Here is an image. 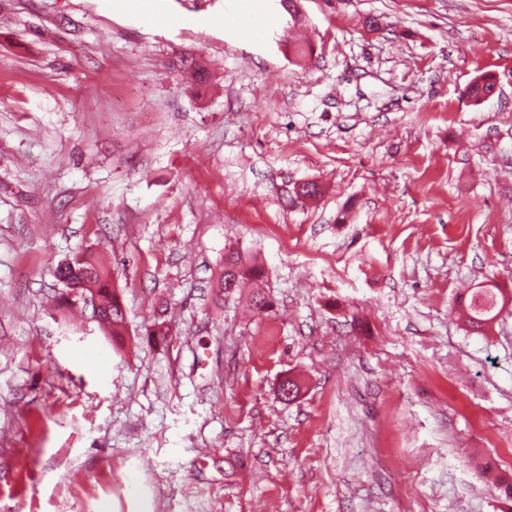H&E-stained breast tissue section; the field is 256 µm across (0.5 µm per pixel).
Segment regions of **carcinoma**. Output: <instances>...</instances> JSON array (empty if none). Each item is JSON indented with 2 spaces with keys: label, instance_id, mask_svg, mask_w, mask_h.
<instances>
[{
  "label": "carcinoma",
  "instance_id": "1",
  "mask_svg": "<svg viewBox=\"0 0 512 512\" xmlns=\"http://www.w3.org/2000/svg\"><path fill=\"white\" fill-rule=\"evenodd\" d=\"M496 83L489 77L472 82L467 95L478 104L493 94ZM241 258L235 253L224 257L223 272L213 286L216 298L224 299V294L237 288L243 277ZM56 276L65 283L67 291L77 290L96 298L100 311L99 325L105 334L114 338L122 336L126 330V309L112 287L108 268L91 250H85L69 261L61 264ZM499 295L495 287L478 288L471 292L470 299L460 310L459 319L464 326L475 333L485 334L490 331L501 310Z\"/></svg>",
  "mask_w": 512,
  "mask_h": 512
}]
</instances>
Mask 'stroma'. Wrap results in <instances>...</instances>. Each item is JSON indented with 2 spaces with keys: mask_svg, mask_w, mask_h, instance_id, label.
<instances>
[{
  "mask_svg": "<svg viewBox=\"0 0 512 512\" xmlns=\"http://www.w3.org/2000/svg\"><path fill=\"white\" fill-rule=\"evenodd\" d=\"M254 2L0 0V512H512V0ZM237 1L238 8L236 12L231 15V21L234 24L246 23L249 27V29L246 30V34L249 35V37L254 39L262 38L267 31L265 23L259 19L254 18L249 14L247 0ZM56 276L65 284L67 294L76 288L80 295H89L84 294L82 300L86 305L92 306L93 317L98 320L96 302L91 297L96 298L100 311L98 323L107 336H112V339L124 336L125 306L112 287L108 268L92 250H85L61 264ZM243 265L238 254L230 253L224 257L223 272L213 286L216 298L223 300L224 293H229L235 288H239L240 281L243 277ZM233 288H229V286ZM494 286L477 288L471 292L470 299L460 310L459 319L464 326L472 329L473 333L486 334L494 325L500 310L504 305V297L500 295L501 307H499V295Z\"/></svg>",
  "mask_w": 512,
  "mask_h": 512,
  "instance_id": "35a3bbf8",
  "label": "stroma"
}]
</instances>
